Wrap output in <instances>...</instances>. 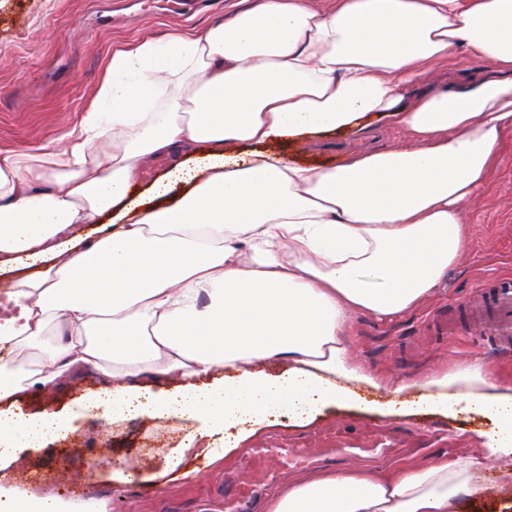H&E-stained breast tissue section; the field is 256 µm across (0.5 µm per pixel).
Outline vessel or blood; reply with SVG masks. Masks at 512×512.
Segmentation results:
<instances>
[{
	"label": "vessel or blood",
	"instance_id": "b4317fda",
	"mask_svg": "<svg viewBox=\"0 0 512 512\" xmlns=\"http://www.w3.org/2000/svg\"><path fill=\"white\" fill-rule=\"evenodd\" d=\"M479 298L471 310L477 335L493 342L494 350L512 351V278L500 276L485 280L477 288ZM395 445L392 431L383 425L367 427L365 434L339 430L326 448L294 447L288 443L266 444L248 451L247 465L255 481L251 484L225 481L224 512H246L257 487L278 483L287 470L304 471L316 464L336 459H367L383 455Z\"/></svg>",
	"mask_w": 512,
	"mask_h": 512
}]
</instances>
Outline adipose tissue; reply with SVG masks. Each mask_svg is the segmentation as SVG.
I'll return each mask as SVG.
<instances>
[{
    "label": "adipose tissue",
    "mask_w": 512,
    "mask_h": 512,
    "mask_svg": "<svg viewBox=\"0 0 512 512\" xmlns=\"http://www.w3.org/2000/svg\"><path fill=\"white\" fill-rule=\"evenodd\" d=\"M465 53L479 79L425 88ZM378 117L410 149L313 167L281 143ZM512 130V0H258L224 22L115 51L82 117L26 152L0 150V272H14L0 346L33 351L36 371L0 373V401L93 369L110 387L82 400L107 424L191 423L150 473L213 463L281 415L305 421L359 405L380 378L351 362L360 312L415 308L467 245L464 204L485 187ZM168 174L136 190L145 162ZM107 232L86 241V224ZM52 343H45V336ZM283 364L273 377L254 369ZM175 377L176 391L138 384ZM423 407L481 416L482 457L376 477L363 470L288 487L268 512H458L482 495L472 473L502 461L512 487V387L479 365L410 384ZM69 418L0 410V512H93L11 484L21 452L65 435Z\"/></svg>",
    "instance_id": "adipose-tissue-1"
}]
</instances>
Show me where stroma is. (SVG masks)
Segmentation results:
<instances>
[{
    "label": "stroma",
    "mask_w": 512,
    "mask_h": 512,
    "mask_svg": "<svg viewBox=\"0 0 512 512\" xmlns=\"http://www.w3.org/2000/svg\"><path fill=\"white\" fill-rule=\"evenodd\" d=\"M227 0L186 14L173 0H0V149L23 150L60 136L75 123L114 51L137 40L157 38L173 30L193 31L224 18ZM404 135L374 129L364 140L343 130L286 145L295 159L313 166L341 163L347 152L408 147ZM469 244L441 287L411 311L391 318L356 316L348 331L354 362L392 385L483 365L512 385V353L503 354L470 340V317L462 300L487 277L512 274V131L504 136L498 161L480 195L463 207ZM446 313L457 333L442 339L430 334L427 321ZM96 372L72 373L54 392L31 389L15 397L25 411H61L101 389ZM377 415L355 409H329L304 426L287 418L249 440V447L279 438L289 443H319L339 427L355 431L376 423ZM424 423L419 434L406 438V453L377 461L344 460L316 468V475L337 470L366 469L384 476L397 467L419 468L441 460L477 454L476 430L486 421L448 420L421 411L398 417V426ZM167 423L139 417L108 428L95 419L78 421L68 438L28 452L15 469L16 480L29 490L51 484L57 495L73 498L74 481L93 476L97 512H224L220 496L225 472L235 470L239 456L212 464L188 459L187 477L142 488L115 489L94 477L102 460H127L149 468L153 455L177 439Z\"/></svg>",
    "instance_id": "stroma-1"
}]
</instances>
